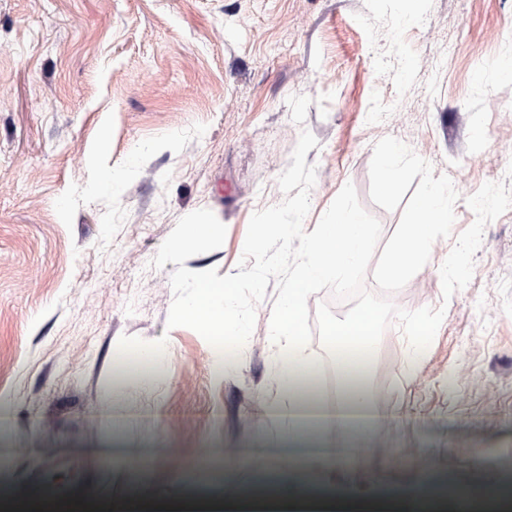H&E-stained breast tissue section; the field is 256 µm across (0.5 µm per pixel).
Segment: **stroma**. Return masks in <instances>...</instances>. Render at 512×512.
Listing matches in <instances>:
<instances>
[{
    "instance_id": "35a3bbf8",
    "label": "stroma",
    "mask_w": 512,
    "mask_h": 512,
    "mask_svg": "<svg viewBox=\"0 0 512 512\" xmlns=\"http://www.w3.org/2000/svg\"><path fill=\"white\" fill-rule=\"evenodd\" d=\"M512 0H0V512L188 505L198 464L266 470L293 453L345 489L339 512H401L512 469V209L489 223L470 283L440 267L475 220L466 199L512 162ZM311 104L304 125L287 99ZM319 145L313 231L345 184L375 205V144L392 136L449 176L450 237L391 299L445 307L421 353L397 326L365 376L384 426L346 467L293 450L268 411L278 382L275 284L233 367L168 328L174 263L151 267L184 215L211 210L223 245L193 271L236 273L251 215L280 204L302 130ZM154 352L151 383L120 366Z\"/></svg>"
}]
</instances>
